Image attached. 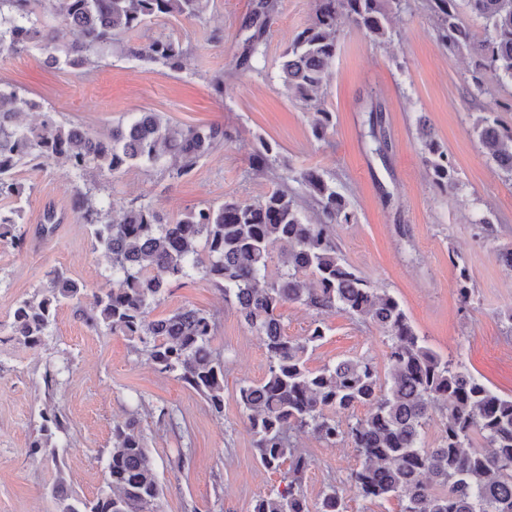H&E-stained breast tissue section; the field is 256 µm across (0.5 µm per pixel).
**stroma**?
Returning a JSON list of instances; mask_svg holds the SVG:
<instances>
[{"label":"stroma","instance_id":"35a3bbf8","mask_svg":"<svg viewBox=\"0 0 512 512\" xmlns=\"http://www.w3.org/2000/svg\"><path fill=\"white\" fill-rule=\"evenodd\" d=\"M257 0H210L202 18H162L121 36L95 66L49 69L32 50L0 54V82L40 101L57 120L107 135L136 112L154 111L175 127L222 124L230 139L181 179L143 166L116 177L90 174L98 196L124 205L152 204L176 216L227 199L255 201L275 186L258 174L252 156L261 141L276 147L277 174L295 177L316 166L333 181L354 214L336 225L342 257L401 303L428 347L462 362L493 390L512 394V272L495 254L512 247V180L481 153L469 133L483 113L468 92L475 60L451 54L435 36L428 0H401L391 12L392 35L382 44L341 25L325 103L334 126L316 140L302 103L280 80L282 55L309 22L310 0H274L259 56L252 68L238 59L241 25ZM166 35L188 52L185 67L172 71L129 56L130 47ZM388 147L371 151L369 111ZM452 160L461 188L445 193L422 163L424 136ZM21 181L32 192L24 206L23 250L0 243V512H56L51 488L64 476L74 496L92 500L105 490V461L112 426L136 411L158 478L162 512H251L279 474L258 462L237 402L240 387L262 380L268 360L260 336L245 326L214 282L196 274L170 288L150 316L183 307L215 317L213 349L224 359V411L215 413L198 392L159 372L135 342L89 324L92 295L111 285V264L88 225L71 210L73 184L61 165L25 167ZM64 221L50 236L39 227L45 205ZM489 216L490 237L476 221ZM469 269L473 300H458V271ZM59 269L85 288L81 301L61 306L53 334L41 347L18 343L8 325L19 301L45 290L46 273ZM285 332L307 336L322 326L325 337L309 354L316 369L364 357L386 375L388 338L374 324L340 312L317 313L300 304L281 309ZM57 383L46 387V374ZM55 406L63 425L50 445L30 446L40 435V411ZM308 458L302 488L317 502L328 485L345 488L348 512H398L397 502L376 505L348 491L350 472L361 459L351 444L330 448L308 432H292Z\"/></svg>","mask_w":512,"mask_h":512}]
</instances>
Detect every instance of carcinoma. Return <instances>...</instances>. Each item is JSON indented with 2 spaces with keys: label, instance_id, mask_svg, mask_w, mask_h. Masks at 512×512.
Instances as JSON below:
<instances>
[{
  "label": "carcinoma",
  "instance_id": "cac0c4a2",
  "mask_svg": "<svg viewBox=\"0 0 512 512\" xmlns=\"http://www.w3.org/2000/svg\"><path fill=\"white\" fill-rule=\"evenodd\" d=\"M400 0H311L310 22L293 39L282 64L288 95L301 100L310 114L312 135L326 136L333 113L324 101L329 70L336 57L341 20L365 32L373 42L389 38L392 4ZM437 40L451 52L477 58L469 94L492 95V86L512 85V0H465L482 21L484 36L475 37L460 19L458 0H430ZM209 0H0V51L19 54L38 49L52 65L85 68L112 50L117 37L146 22L168 16L200 18ZM274 5L261 0L244 21L240 58L257 53L261 28ZM71 30L75 40L65 39ZM131 56L178 71L186 51L171 38H157L130 48ZM41 112L37 124H24L25 112ZM485 157L512 180V127L493 117V109L471 129ZM219 124L175 128L156 112H141L108 136L57 121L32 98L0 83V240L25 246L16 231L23 218L25 185L18 168L35 162H59L75 182L73 210L110 258L112 287L93 295L96 327L119 333L141 345L162 373H170L200 393L210 408L224 410V360L212 349L213 316L202 309L181 308L149 318L171 284L196 273L213 279L224 301L237 306L244 324L262 337L268 358L264 379L239 388L238 404L262 467L280 474V485L259 496L252 512H348L343 490L329 485L322 500L310 505L302 490L306 456L288 431L312 433L334 448L349 441L362 463L349 474L359 496L382 504L398 501L399 512H512V395L501 394L466 366L444 358L418 336L398 299L376 287L341 257L334 225L350 224L354 214L336 184L316 168L300 172L319 217L303 214L298 195L276 189L254 202L236 199L206 205L164 218L151 205L130 204L114 214L86 177L114 175L132 165L173 166L179 179L224 145ZM255 171L269 167L273 146L261 143ZM422 161L434 185L456 192L460 182L448 153L433 139L423 142ZM63 216L48 206L43 234L53 233ZM281 269L273 272V252ZM49 286L19 303L10 332L28 347L43 344L56 310L80 300L84 288L57 269L46 273ZM466 267L456 286L462 305L473 289ZM300 303L321 313L339 311L369 321L391 341L389 371L380 377L366 358L342 359L320 368L308 366L309 350L324 338L316 326L304 338L284 331L279 310ZM363 406L353 422L342 414ZM442 425L441 442L425 444V427L433 414ZM40 431L51 439L60 428L55 409L41 412ZM107 490L93 500L64 490L58 476L51 494L58 512H160L162 487L151 464L137 421L129 417L112 427Z\"/></svg>",
  "mask_w": 512,
  "mask_h": 512
}]
</instances>
